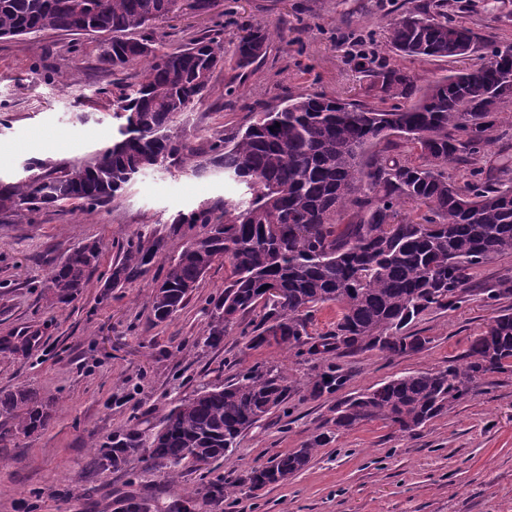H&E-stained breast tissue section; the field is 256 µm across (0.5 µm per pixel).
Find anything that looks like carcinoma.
<instances>
[{"label": "carcinoma", "mask_w": 512, "mask_h": 512, "mask_svg": "<svg viewBox=\"0 0 512 512\" xmlns=\"http://www.w3.org/2000/svg\"><path fill=\"white\" fill-rule=\"evenodd\" d=\"M175 0H0V39L44 30L103 37L100 61L106 71L139 64L134 81L112 100L115 116L136 118L138 137L124 128L112 145L73 164L28 162L25 176L0 182V216L25 219L67 204L80 209L105 206L159 161H180L199 175L212 170L243 186L236 201H214L182 213L174 224L198 228L179 251L166 254V238L142 232L120 247L112 262V287L131 284L153 262L163 277L154 287L151 312L157 322L176 315L214 265L229 264L224 296L207 326L217 345L239 320L250 322L248 348L268 343L283 349L311 340L308 325L317 308L341 310L334 328L316 337L312 355L378 350L400 355L423 350L429 339L406 332L425 310L464 302L470 270L495 255L512 254V185L494 182L476 169L466 185L448 179V167L481 156L493 140L512 80V58L497 66L483 62L512 55V42L479 36L455 18L459 0H430L406 7L389 23L391 46L408 56L456 60L469 45L481 63L458 69L424 85L418 78L379 61L365 67L367 92L391 107L343 101L322 94L289 95L254 111L243 130L211 141L207 157L173 135L184 112L206 104L214 70L226 55L240 69L266 56L273 34L264 25L249 29L227 50L218 34L193 37L172 50L144 44L143 32L166 18ZM280 127H275V124ZM391 136L418 152L369 154ZM414 205L413 217L401 206ZM350 211L356 221L340 223ZM96 244L76 248L53 265L45 282L59 304L86 288L99 266ZM276 288L275 294L267 289ZM512 361V312L494 317L471 341L465 360L443 369L416 372L382 382L336 406L334 430L382 420L412 433L472 394L482 376ZM347 376L337 364L308 382L313 398L340 390ZM292 380L282 369L248 368L231 381L206 384L182 399L160 424L134 425L98 446L95 460L107 471L142 456L164 470L173 489L165 512H196L197 502L222 504L282 484L304 470L330 433L253 466L235 480L183 487V469H200L231 453L238 438L288 401ZM50 399L26 386L0 391V417L8 437H28L51 419Z\"/></svg>", "instance_id": "cac0c4a2"}]
</instances>
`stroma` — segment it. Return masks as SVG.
Here are the masks:
<instances>
[{
  "label": "stroma",
  "mask_w": 512,
  "mask_h": 512,
  "mask_svg": "<svg viewBox=\"0 0 512 512\" xmlns=\"http://www.w3.org/2000/svg\"><path fill=\"white\" fill-rule=\"evenodd\" d=\"M463 2L462 18L475 31L512 41V0ZM398 8L397 0H224L156 26L151 38L164 50L214 29L228 48L258 24L282 34L248 71L231 62L218 66L208 103L185 112L175 136L200 153L213 133L246 127L256 104L288 94L363 99L364 51L426 82L458 69L455 61L408 57L391 47L388 24ZM99 42L51 30L0 40L1 176H22L32 159L79 161L116 134L120 121L105 88L127 84L135 69L106 73ZM237 194L221 174L197 178L167 164L138 177L108 206L45 209L28 224L0 221V337L28 348L23 355L0 350V390L25 385L54 401L44 430L0 442V512H115L119 497L141 493L170 502L163 470L137 457L119 471L95 469L92 444L146 419L159 423L201 384L231 380L254 366H281L293 380L287 404L244 433L231 454L185 470L183 482L234 479L329 430L338 401L458 362L491 318L512 312V297H487L501 280H512V255L489 258L474 269L464 303L425 311L410 325V332L428 337L425 349L339 356L347 384L313 399L306 385L322 369V356L275 345L249 348L238 326L219 345H206L228 267L213 266L185 308L160 324L150 304L160 265L134 283L106 287L118 246L133 233L164 235L168 254H176L183 238L170 227L179 214ZM90 242L99 244L102 261L89 287L68 304L52 303L43 290L48 259ZM200 512H512V366L481 378L472 396L417 434L381 420L362 423L333 435L287 483Z\"/></svg>",
  "instance_id": "35a3bbf8"
}]
</instances>
